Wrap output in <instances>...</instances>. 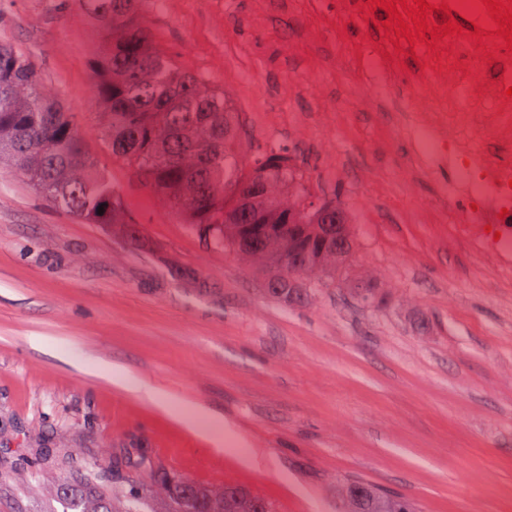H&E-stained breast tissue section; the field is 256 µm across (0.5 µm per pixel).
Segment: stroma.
<instances>
[{"label": "stroma", "instance_id": "35a3bbf8", "mask_svg": "<svg viewBox=\"0 0 512 512\" xmlns=\"http://www.w3.org/2000/svg\"><path fill=\"white\" fill-rule=\"evenodd\" d=\"M431 2L455 36H397L374 0L141 4L156 46L226 93L243 151L285 148L310 201L348 214L347 272L288 301L113 159L82 0H0V41L36 58L126 208L88 223L0 163V512H62L36 473L92 465L232 481L276 512H341L351 477L417 512H512V253L448 198L452 152L512 165L491 94L512 49L488 9ZM358 273L377 305L346 288ZM191 406L218 427L187 426Z\"/></svg>", "mask_w": 512, "mask_h": 512}]
</instances>
